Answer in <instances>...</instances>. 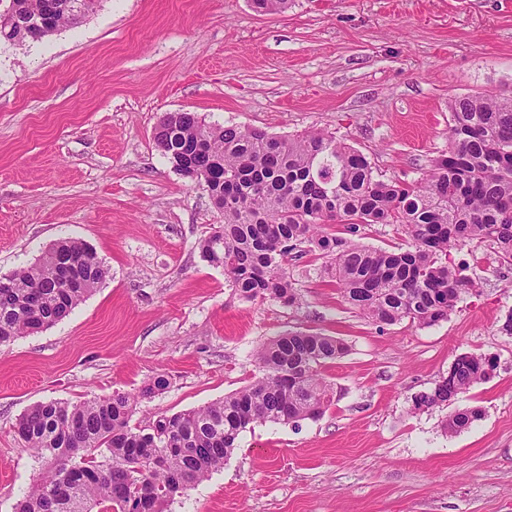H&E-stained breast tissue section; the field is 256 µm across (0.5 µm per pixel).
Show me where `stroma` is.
I'll return each instance as SVG.
<instances>
[{
    "instance_id": "stroma-1",
    "label": "stroma",
    "mask_w": 512,
    "mask_h": 512,
    "mask_svg": "<svg viewBox=\"0 0 512 512\" xmlns=\"http://www.w3.org/2000/svg\"><path fill=\"white\" fill-rule=\"evenodd\" d=\"M512 97V0H100L80 24L0 45V274L57 240L85 241L104 281L64 321L0 348V512L41 473L14 436L36 403L138 394L141 417L196 409L248 385L255 349L291 331L345 340L332 403L299 424H255L223 469L169 512H512V266L488 244L453 251L477 284L447 320L382 326L290 265L299 305L246 300L198 243L224 214L153 137L168 112L293 137L322 130L375 176L413 182L448 150V104ZM491 356L481 408L447 433L416 412L454 358Z\"/></svg>"
}]
</instances>
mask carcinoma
Masks as SVG:
<instances>
[{
  "instance_id": "cac0c4a2",
  "label": "carcinoma",
  "mask_w": 512,
  "mask_h": 512,
  "mask_svg": "<svg viewBox=\"0 0 512 512\" xmlns=\"http://www.w3.org/2000/svg\"><path fill=\"white\" fill-rule=\"evenodd\" d=\"M97 2L9 0L0 12V43L39 42L80 23ZM449 112L448 154L413 183L376 178L363 154L322 131L288 138L169 112L154 139L175 170L205 184L224 211V224L199 249L224 268L235 294L293 306L290 261L313 255L322 259L320 275L372 321L431 326L476 288L451 264V251L487 243L512 264V97H458ZM371 224L397 226L409 246L386 250L351 239ZM62 256L75 259L67 278L58 273ZM105 276L96 252L76 238L0 275L7 284L0 287V347L67 318ZM347 352L343 340L317 332L276 336L255 351L251 384L145 426L133 422L138 398L166 389L163 375L137 397L115 392L79 404L37 403L13 425L22 448L42 463L15 512H167L176 495L224 468L252 425L321 416L330 402L323 369ZM494 369L491 357L461 353L430 391L414 396L413 409L456 405L444 428L460 433L482 411L458 402Z\"/></svg>"
}]
</instances>
